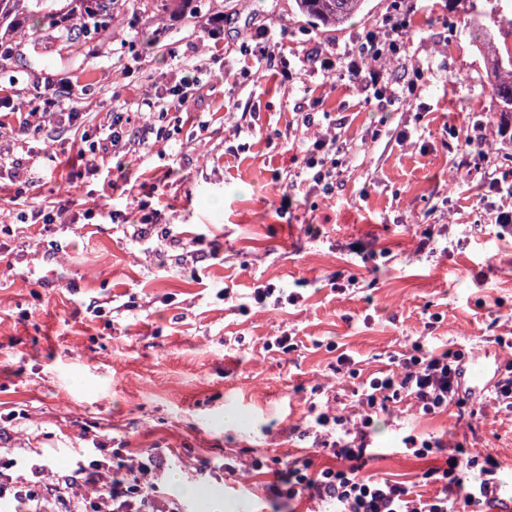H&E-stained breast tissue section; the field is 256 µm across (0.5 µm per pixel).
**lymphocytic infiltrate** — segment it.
Segmentation results:
<instances>
[{"label":"lymphocytic infiltrate","instance_id":"1","mask_svg":"<svg viewBox=\"0 0 512 512\" xmlns=\"http://www.w3.org/2000/svg\"><path fill=\"white\" fill-rule=\"evenodd\" d=\"M418 12V0H393L384 30L368 31L358 51L321 50L308 56L307 61L326 74L345 69L352 82L370 83L381 97L415 93L414 80L394 79L374 62L404 52ZM336 148L332 137H320L297 147L315 183L328 189L336 176L328 165V156ZM466 358L464 350H427L416 341L410 350L392 357L390 369L360 381L353 389L358 417L309 407L315 452L327 463L317 470L308 459L286 463L275 472L274 494L290 499L315 498L333 504L336 512H468L479 500L494 505L493 486L503 477L499 463L489 455L479 460L460 451L448 456L445 466L429 468L424 474L426 482L439 486L430 497L405 483L361 474L364 463L373 455L378 416L392 414L400 403L412 404L426 415L454 406L459 417L476 421L478 411L469 406V396L460 384ZM165 462V455L157 452L130 466L121 449L116 448L80 466L77 474L58 476L48 487L44 484L47 467L41 462L31 461L28 478L19 483L10 474V463L1 461L0 500H11L14 512H53L44 497L49 488L65 503L64 512H184L178 499L161 493L151 480L153 472Z\"/></svg>","mask_w":512,"mask_h":512}]
</instances>
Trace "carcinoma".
<instances>
[{"instance_id": "1", "label": "carcinoma", "mask_w": 512, "mask_h": 512, "mask_svg": "<svg viewBox=\"0 0 512 512\" xmlns=\"http://www.w3.org/2000/svg\"><path fill=\"white\" fill-rule=\"evenodd\" d=\"M46 0H0V29L11 30L18 16L31 3ZM76 10L92 18L112 19L117 0H69ZM368 0H295L297 11L323 26H340L363 13ZM468 35L483 52L498 123L512 125V51L506 39L512 36V9L502 0H470Z\"/></svg>"}]
</instances>
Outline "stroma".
Listing matches in <instances>:
<instances>
[{
    "label": "stroma",
    "mask_w": 512,
    "mask_h": 512,
    "mask_svg": "<svg viewBox=\"0 0 512 512\" xmlns=\"http://www.w3.org/2000/svg\"><path fill=\"white\" fill-rule=\"evenodd\" d=\"M389 6L370 0L369 13L327 28L297 14L294 0H192L186 16L179 0H122L106 26L48 19L9 36L13 59L0 74L17 78V102L52 113L35 133L0 115V193L20 194L0 215V458L16 459L13 476L27 475L36 455L62 475L98 445L129 458L163 448L171 457L156 481L187 512V485L227 512H319L314 501L273 497V469L251 470L250 460L312 455L309 398L351 400L330 370L339 355L363 380L425 334L441 351L512 361L495 342L512 336V230L494 222L512 195L477 189L458 168L481 123L490 163L512 169V129L492 122L482 57L464 31L468 0H437L419 18L392 68L400 76L428 65L410 99L378 100L305 62L318 48L356 49ZM215 12L232 19L217 37L227 48L219 74L205 67L213 40L200 30ZM275 39L288 46L292 81L253 63ZM197 65L196 121L172 107L133 119L128 151L61 188L113 113L166 96ZM81 72L95 75L89 92L63 89L52 107L39 100L38 80ZM304 112L344 146L333 192L293 161ZM41 208L55 223L18 226L16 213ZM428 228L435 249L418 252ZM201 234L215 250H194ZM268 283L298 304L252 305ZM92 301L101 313H89ZM284 331L295 349H267ZM456 413L402 406L379 425L366 474L431 496L427 461L404 453L401 439L435 434L493 455L512 481V413L486 404L474 432ZM226 460L234 472L222 471Z\"/></svg>",
    "instance_id": "stroma-1"
}]
</instances>
